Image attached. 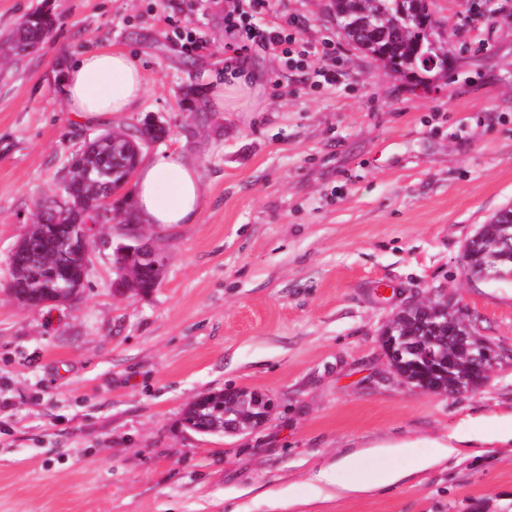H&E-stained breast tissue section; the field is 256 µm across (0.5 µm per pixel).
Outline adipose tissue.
Wrapping results in <instances>:
<instances>
[{"label": "adipose tissue", "instance_id": "1", "mask_svg": "<svg viewBox=\"0 0 512 512\" xmlns=\"http://www.w3.org/2000/svg\"><path fill=\"white\" fill-rule=\"evenodd\" d=\"M146 92L141 68L126 52L100 49L75 58L58 86V95L72 119L79 123L117 120L132 111ZM208 94L217 110L257 112L264 91L257 78L245 74L231 83L213 82ZM134 206L148 224L173 227L194 224L205 207L196 167L178 150L158 154L142 162L134 174ZM449 442H433L427 453L416 452L409 442L354 451L342 456L335 467L319 472L325 486L347 493H366L391 485L409 473L423 472L453 455ZM401 460L398 468L367 472L368 454Z\"/></svg>", "mask_w": 512, "mask_h": 512}]
</instances>
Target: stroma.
<instances>
[{
	"label": "stroma",
	"instance_id": "1",
	"mask_svg": "<svg viewBox=\"0 0 512 512\" xmlns=\"http://www.w3.org/2000/svg\"><path fill=\"white\" fill-rule=\"evenodd\" d=\"M44 3L50 38L0 60V512H512V442L496 439L512 424V281L461 264L512 206V0H430L454 57L426 93L348 46L327 0H278L308 55L252 53L263 110L206 123L227 0H0V41ZM328 39L333 86L314 80ZM88 48L136 60L147 91L120 124L161 121L155 152L194 162L206 206L194 224L142 225L166 254L150 294L113 290L110 222L83 292L25 308L10 255L100 129L57 96ZM442 297L501 352L461 396L404 384L380 343L399 309ZM240 389L271 396L264 426H186L196 398ZM451 435L457 453L387 490L313 489L344 451Z\"/></svg>",
	"mask_w": 512,
	"mask_h": 512
}]
</instances>
